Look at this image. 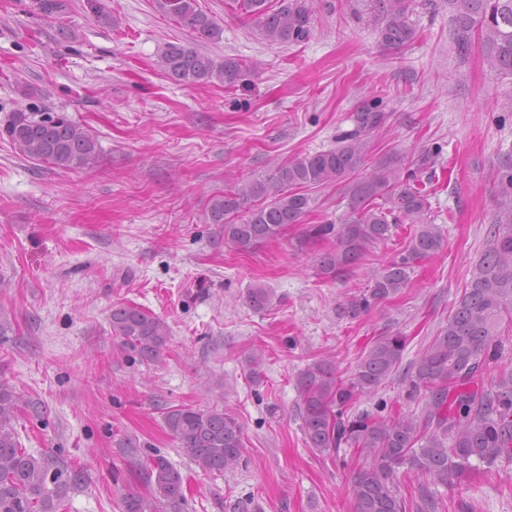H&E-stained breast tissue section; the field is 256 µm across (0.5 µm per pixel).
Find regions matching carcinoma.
I'll use <instances>...</instances> for the list:
<instances>
[{"instance_id":"obj_1","label":"carcinoma","mask_w":512,"mask_h":512,"mask_svg":"<svg viewBox=\"0 0 512 512\" xmlns=\"http://www.w3.org/2000/svg\"><path fill=\"white\" fill-rule=\"evenodd\" d=\"M456 7L453 40L466 57L479 41L499 73L512 77V0H448ZM201 42L221 39L223 29L199 8L198 0H157ZM384 46L399 51L415 37L409 23L414 0H372ZM240 8L270 42L299 43L312 29L305 0H241ZM158 66L171 80L207 84L215 80L228 88L245 75L241 62H216L188 44L169 42ZM383 112L357 113L360 131L346 136L327 151L297 156L279 163L264 178L245 179L209 200L207 217L220 225L224 243L251 247L279 238L290 224H299L310 211L308 190L349 182L345 197L347 219L342 224H312L306 236L326 241L319 254L323 274L336 278L364 255L369 246L387 241L398 224H411L413 235L405 249L374 274L371 288L352 296L342 307L356 319L405 288L415 265L438 251L443 234L431 223L429 195L420 187L416 171L402 179L384 166L356 177L364 163L360 132L378 128ZM3 133L25 157L59 168L85 166L98 152L97 141L65 112L17 109L5 119ZM499 213L490 248L464 289L447 324L407 369L408 395L424 393L422 413L379 415L355 413L354 404L374 394L399 369L406 338L383 332L376 337L347 377L339 375L329 358L315 359L296 383L299 415L306 444L336 456L342 447L364 453L373 462L356 470L349 482L355 512H437L439 501L428 485L418 487V501L402 496L396 470L408 465L440 482L461 478L471 460L493 461L512 456V373L485 387L484 375L502 358L498 326L512 318V153L505 154L496 172ZM274 293L261 285L248 290L256 311L272 305ZM112 335L148 363H159L171 330L166 321L136 305L113 306ZM20 397L0 378V512H61L83 473L47 454L20 447L12 425ZM165 425L191 461L210 473H223L244 461L241 424L216 407L182 406L165 412ZM152 486L149 498L130 494L125 512H184L181 472L165 457L155 455L146 467Z\"/></svg>"}]
</instances>
